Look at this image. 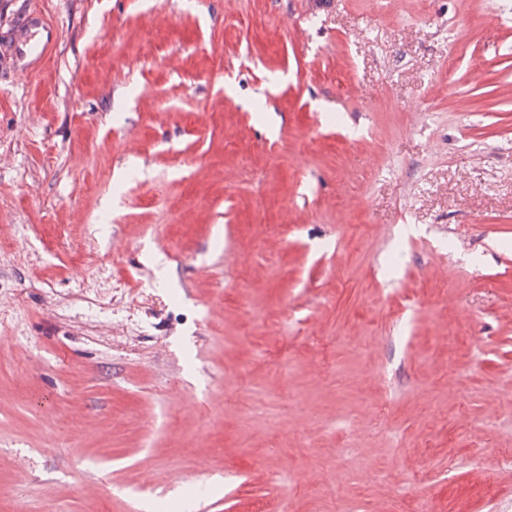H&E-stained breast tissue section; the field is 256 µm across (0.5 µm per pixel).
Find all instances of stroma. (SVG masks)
Returning a JSON list of instances; mask_svg holds the SVG:
<instances>
[{
  "label": "stroma",
  "mask_w": 512,
  "mask_h": 512,
  "mask_svg": "<svg viewBox=\"0 0 512 512\" xmlns=\"http://www.w3.org/2000/svg\"><path fill=\"white\" fill-rule=\"evenodd\" d=\"M0 512H512V0H0ZM60 40L57 26L40 11L25 12L7 37L6 51L18 72L42 69Z\"/></svg>",
  "instance_id": "35a3bbf8"
}]
</instances>
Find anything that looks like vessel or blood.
<instances>
[{"instance_id":"vessel-or-blood-1","label":"vessel or blood","mask_w":512,"mask_h":512,"mask_svg":"<svg viewBox=\"0 0 512 512\" xmlns=\"http://www.w3.org/2000/svg\"><path fill=\"white\" fill-rule=\"evenodd\" d=\"M60 40L57 26L39 11L25 12L7 37L6 50L17 71L42 69Z\"/></svg>"}]
</instances>
